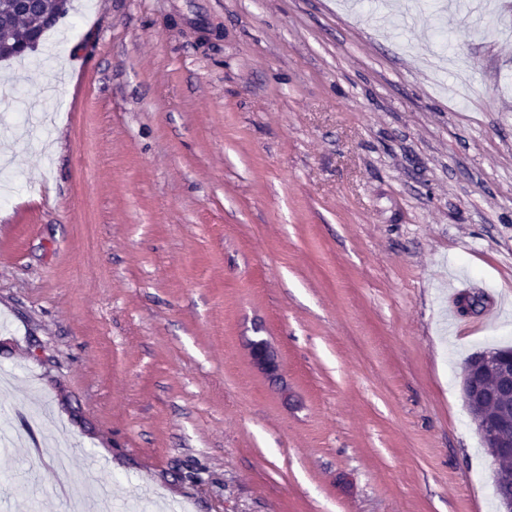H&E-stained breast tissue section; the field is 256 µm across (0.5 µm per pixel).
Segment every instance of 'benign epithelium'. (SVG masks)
Instances as JSON below:
<instances>
[{
  "label": "benign epithelium",
  "mask_w": 512,
  "mask_h": 512,
  "mask_svg": "<svg viewBox=\"0 0 512 512\" xmlns=\"http://www.w3.org/2000/svg\"><path fill=\"white\" fill-rule=\"evenodd\" d=\"M248 349L253 365L262 374L274 382L281 381L278 356L267 339L251 340ZM477 368L492 374L495 384L476 382L473 371ZM462 394L484 447L498 449L491 455L492 479L505 486L508 475L501 469V457L512 458V439L507 432L512 418V352L487 351L470 356L464 363Z\"/></svg>",
  "instance_id": "1"
}]
</instances>
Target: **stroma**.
<instances>
[{
  "mask_svg": "<svg viewBox=\"0 0 512 512\" xmlns=\"http://www.w3.org/2000/svg\"><path fill=\"white\" fill-rule=\"evenodd\" d=\"M407 3L71 0L0 61V424L75 456L68 501L0 447V512H499L461 381L512 345V0ZM248 349L253 365L269 380L280 382V363L276 351L268 340L258 336L251 340Z\"/></svg>",
  "mask_w": 512,
  "mask_h": 512,
  "instance_id": "obj_1",
  "label": "stroma"
}]
</instances>
